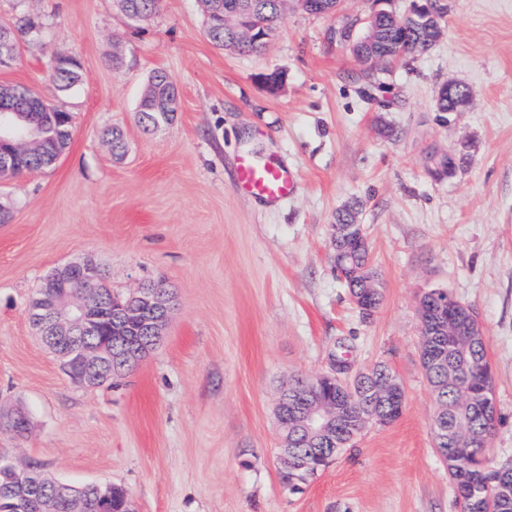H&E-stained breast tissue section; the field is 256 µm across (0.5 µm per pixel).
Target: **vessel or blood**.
I'll return each mask as SVG.
<instances>
[{"label": "vessel or blood", "instance_id": "b4317fda", "mask_svg": "<svg viewBox=\"0 0 512 512\" xmlns=\"http://www.w3.org/2000/svg\"><path fill=\"white\" fill-rule=\"evenodd\" d=\"M237 185L255 200L275 204L293 192L295 175L276 159L246 156L237 167Z\"/></svg>", "mask_w": 512, "mask_h": 512}]
</instances>
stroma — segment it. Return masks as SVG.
Listing matches in <instances>:
<instances>
[{
    "mask_svg": "<svg viewBox=\"0 0 512 512\" xmlns=\"http://www.w3.org/2000/svg\"><path fill=\"white\" fill-rule=\"evenodd\" d=\"M447 2L435 47L366 92L335 31L368 0L328 16L288 9L259 55L214 47L200 0H163L136 26L115 0H0V23L26 13L44 25L0 84L73 119L53 168L0 183V414L20 406L31 420L21 437L0 429V451L74 487L124 485L137 512H459L433 445L417 306L440 285L478 312L502 415L487 456L512 458V0ZM59 54L80 65L67 92L47 77ZM157 69L181 106L147 133L136 108ZM451 81L472 103L443 120L434 99ZM385 122L398 137L381 135ZM463 141L470 163L433 180L432 155ZM246 154L291 168L293 194L267 206L238 188ZM354 202L384 296L367 320L332 270L331 226ZM86 255L114 292L161 280L175 296L161 345L95 388L65 374L28 319L49 270ZM342 345L354 368H392L404 411L289 493L280 389L328 371Z\"/></svg>",
    "mask_w": 512,
    "mask_h": 512,
    "instance_id": "stroma-1",
    "label": "stroma"
}]
</instances>
